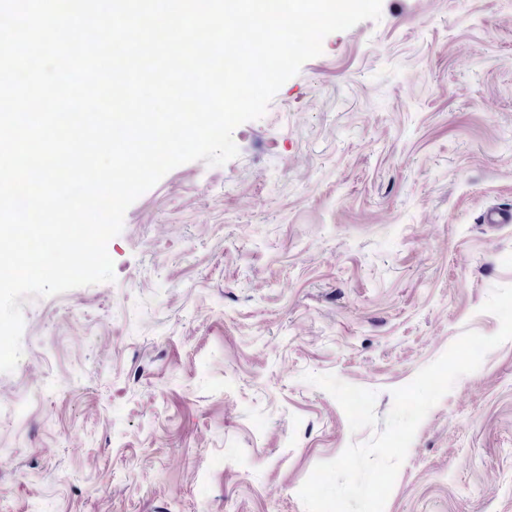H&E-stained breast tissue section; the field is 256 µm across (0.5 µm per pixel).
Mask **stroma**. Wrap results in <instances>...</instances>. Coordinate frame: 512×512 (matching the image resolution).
<instances>
[{
    "mask_svg": "<svg viewBox=\"0 0 512 512\" xmlns=\"http://www.w3.org/2000/svg\"><path fill=\"white\" fill-rule=\"evenodd\" d=\"M236 158L168 172L114 281L23 304L0 512H305L316 464L512 286V0H382ZM384 512H512V340L420 423Z\"/></svg>",
    "mask_w": 512,
    "mask_h": 512,
    "instance_id": "obj_1",
    "label": "stroma"
}]
</instances>
